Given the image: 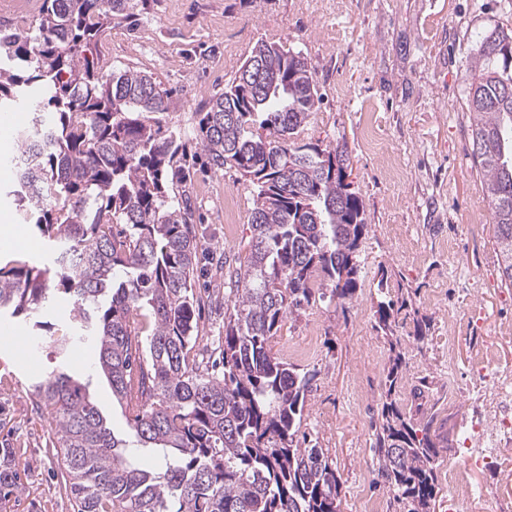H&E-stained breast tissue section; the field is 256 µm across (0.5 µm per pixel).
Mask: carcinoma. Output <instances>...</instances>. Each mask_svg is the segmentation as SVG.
<instances>
[{"instance_id": "1", "label": "carcinoma", "mask_w": 512, "mask_h": 512, "mask_svg": "<svg viewBox=\"0 0 512 512\" xmlns=\"http://www.w3.org/2000/svg\"><path fill=\"white\" fill-rule=\"evenodd\" d=\"M129 0H41L32 29L0 21V112H30L18 132L10 193L54 247L48 266L0 265V315L45 334L43 312L73 303L112 396L132 411L117 437L87 384L65 369L33 384L55 421L65 488L77 512H340L332 460L307 443L305 406L317 377L280 361L269 341L286 315L320 297L344 305L360 288L368 232L346 182V143L298 139L321 93L308 59L276 43L252 49L224 92L197 113L195 139L214 171L229 166L255 188L249 249L224 319L221 372L190 366L197 342L192 281L198 242L182 143L153 118L168 90L126 68L106 73L101 48ZM471 156L491 209L500 279L512 287V33L492 32L469 56ZM402 295L385 292L376 327L388 336L373 448L400 512H434L440 445L426 381L416 409L396 399L406 353L393 336ZM148 448L160 463L141 462ZM13 451L0 448V506L19 490Z\"/></svg>"}]
</instances>
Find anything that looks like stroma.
Wrapping results in <instances>:
<instances>
[{
    "mask_svg": "<svg viewBox=\"0 0 512 512\" xmlns=\"http://www.w3.org/2000/svg\"><path fill=\"white\" fill-rule=\"evenodd\" d=\"M133 6L136 21L113 28L106 62L116 71L137 68L169 90V110L159 119L181 136L193 159L200 156L193 141L197 110L223 92L257 42L281 43L311 63L323 98L300 138L347 143L349 180L363 200L369 231L352 303L341 308L318 301L287 315L270 347L282 361L317 373L303 429L333 461L341 512H365L371 503L376 512H398L377 476L372 448L390 356L374 327L381 283L410 288L413 307L430 320L421 346L412 324L397 329L408 361L399 402L410 408L411 388L429 383L442 467L459 461L462 431L485 413L477 394L458 406L448 400L451 386L465 385L472 356L493 350L496 366L512 370V340L498 331L501 318L512 314V288L500 283L465 100L472 78L467 59L485 33L512 31V0H133ZM370 122L382 131L373 146L365 141ZM13 180L0 169V210L34 248L2 253L0 262L48 264L44 240L3 194ZM228 195L234 203L229 224ZM192 198L200 245L193 283L199 346L190 363L206 374L207 353L223 340L231 310L220 300L228 284L214 276L211 258L247 253L253 187L233 169L209 170L197 174ZM452 311L463 319L453 333ZM12 324L14 338L0 343V448L13 449L23 487L7 512H77L55 455L51 418L31 394L36 375L65 364L89 378L90 394L117 436L125 435L128 414L97 371L94 349L73 347L61 355L36 348L28 323L16 318ZM473 478L512 512V446Z\"/></svg>",
    "mask_w": 512,
    "mask_h": 512,
    "instance_id": "1",
    "label": "stroma"
}]
</instances>
